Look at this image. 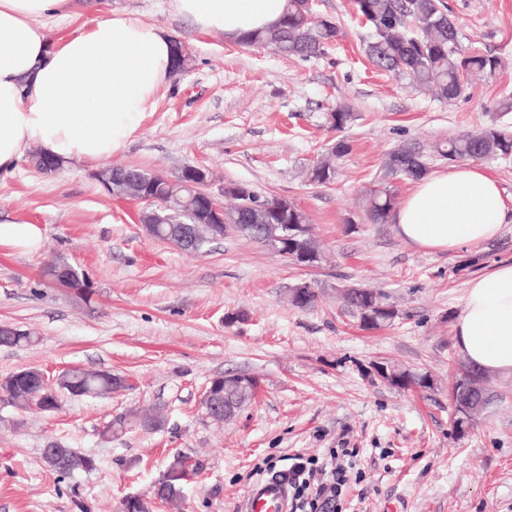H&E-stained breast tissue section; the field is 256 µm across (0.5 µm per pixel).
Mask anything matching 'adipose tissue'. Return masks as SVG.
<instances>
[{
    "label": "adipose tissue",
    "instance_id": "adipose-tissue-1",
    "mask_svg": "<svg viewBox=\"0 0 512 512\" xmlns=\"http://www.w3.org/2000/svg\"><path fill=\"white\" fill-rule=\"evenodd\" d=\"M72 0H0V173L30 149L90 165L133 138L145 112L174 76L173 38L126 13L92 21L59 44L41 21L67 17ZM285 0H173L200 29L243 42L278 26ZM507 218L498 183L480 167L427 174L394 215L398 234L430 251L496 238ZM462 360L512 377V263L470 281L454 326Z\"/></svg>",
    "mask_w": 512,
    "mask_h": 512
}]
</instances>
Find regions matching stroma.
<instances>
[{
    "mask_svg": "<svg viewBox=\"0 0 512 512\" xmlns=\"http://www.w3.org/2000/svg\"><path fill=\"white\" fill-rule=\"evenodd\" d=\"M444 2L463 51L499 61L470 75L450 104L372 65L353 0H313L342 35L307 60L201 30L172 0H75L72 18L43 21L54 44L113 12L187 41L189 70L159 91L110 165L170 179L196 165L212 173L215 196L244 184L286 198L308 215L322 259L297 266L233 233L198 252L152 239L137 221L141 203L110 196L94 165L46 174L23 158L1 173L0 217L40 225L44 237L31 254L0 247V322L33 337L0 347V379L78 367L129 386L66 399L55 413L0 402V512H123L130 496L149 512H172L155 485L176 453L196 467L181 512H243L259 467L333 448L358 451L362 477L349 482L348 512H512V378L492 377L489 401L463 435L448 399L460 360L454 320L468 282L512 262V216L491 241L433 252L366 214L371 190L390 186L402 201L414 187L384 178L396 148L411 146L429 172H444L450 163L437 144L490 126L512 131V112L498 106L512 95V0ZM339 104L355 114L341 131L328 123ZM342 138L351 149L334 159L332 181L311 183L310 168ZM55 262L83 270L89 294L51 282ZM301 281L315 284V306L289 302ZM352 285L388 294L397 317L363 328L342 305ZM381 365L427 383L396 388L378 376ZM228 372L255 377L258 395L217 425L201 398ZM151 406L163 409V428L103 437L110 420ZM55 445L94 457L96 469L59 477L42 457Z\"/></svg>",
    "mask_w": 512,
    "mask_h": 512,
    "instance_id": "35a3bbf8",
    "label": "stroma"
}]
</instances>
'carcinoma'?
<instances>
[{"label": "carcinoma", "mask_w": 512, "mask_h": 512, "mask_svg": "<svg viewBox=\"0 0 512 512\" xmlns=\"http://www.w3.org/2000/svg\"><path fill=\"white\" fill-rule=\"evenodd\" d=\"M301 0H287L281 24L258 31L248 37L244 44L253 47H270L286 55L303 59L318 57L325 48L341 35L339 26L327 19L315 21L310 10L299 7ZM357 13L363 19L368 33L365 51L370 61L378 68L397 76H407L418 86L431 91L438 99L451 103L464 92L463 79L470 72L492 71L498 61L484 54H464L458 47L457 26L441 0H355ZM436 151L450 159H482L490 156L512 154V132L487 127L475 134H464L436 146ZM385 168L392 176H403L413 180L426 174L424 159L410 149L403 148V157L389 156ZM156 196L169 207V212L183 210L190 199L189 191L169 187L163 179L155 184ZM396 198L390 187L375 189L369 196L367 214L374 224H386L392 217ZM225 220L234 224H265L267 215L261 211L244 213L240 206L224 210ZM346 307L359 318L372 316L373 327L379 328L396 317V310L386 294L371 289L352 286L344 295ZM7 385L0 386V399L9 405L26 409L35 404L44 409L51 404L63 403V395H53L41 390L43 397L31 395L26 382L14 373L6 376ZM66 393L76 388L84 396L105 397L118 390L112 383L110 373L90 372L72 368L62 374ZM212 399L225 404L226 414L210 418L215 424L235 417L244 407L253 402L256 392L250 389H233L224 384V378H216ZM165 418L159 412L132 410L128 417L109 425L104 435H119L127 425L143 429H159ZM47 465L61 475L70 474L80 468L93 470L96 461L89 455L65 448L58 454L43 455ZM184 480L159 494V498L171 507L179 508L182 500Z\"/></svg>", "instance_id": "cac0c4a2"}]
</instances>
